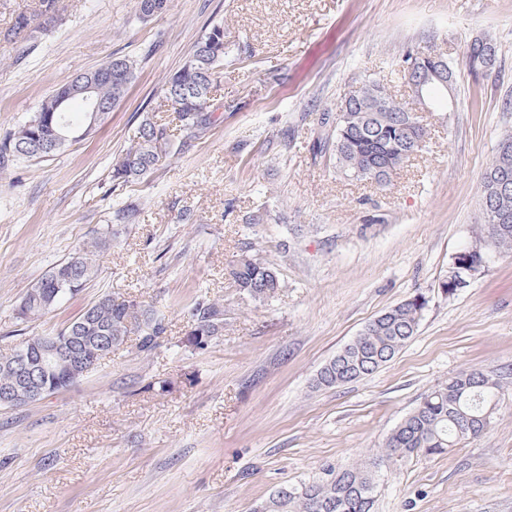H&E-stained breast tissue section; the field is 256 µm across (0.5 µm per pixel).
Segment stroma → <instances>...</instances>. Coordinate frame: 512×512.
Wrapping results in <instances>:
<instances>
[{
    "label": "stroma",
    "instance_id": "1",
    "mask_svg": "<svg viewBox=\"0 0 512 512\" xmlns=\"http://www.w3.org/2000/svg\"><path fill=\"white\" fill-rule=\"evenodd\" d=\"M135 3L56 0L59 24L24 51L2 33L40 0H0V137L77 74L136 62L93 134L44 160L0 161V352L57 332L104 293L167 325L151 353L130 336L70 389L0 408V512H254L281 486L368 460L449 376L512 368V256L455 295L439 287L480 235L482 175L512 133V0H168L146 21ZM217 24L232 55L210 127L176 131L185 153L113 189V160ZM476 37L498 49L478 77L462 68ZM411 52L459 68L450 101L423 112L426 146L389 184L345 178L312 151L321 112L367 80L410 100L399 66ZM128 204L137 217L86 288L17 323L28 288ZM251 244L277 269L274 297L243 295L228 275ZM416 294L419 330L389 363L314 388L368 322ZM201 297L223 303L224 334L200 349L188 336ZM374 512H512V386L479 438L384 470Z\"/></svg>",
    "mask_w": 512,
    "mask_h": 512
}]
</instances>
